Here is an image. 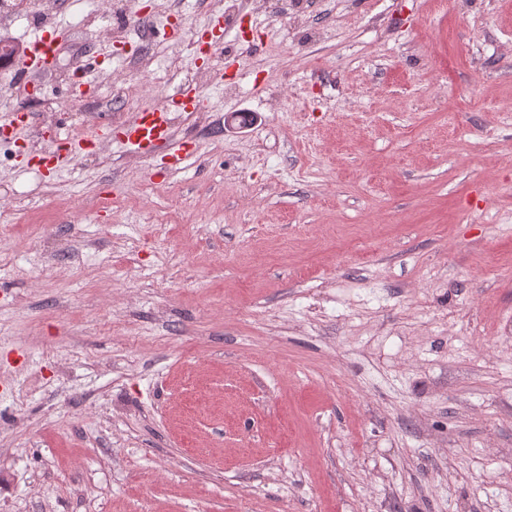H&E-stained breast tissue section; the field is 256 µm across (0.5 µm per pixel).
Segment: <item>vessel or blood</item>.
<instances>
[{
	"mask_svg": "<svg viewBox=\"0 0 512 512\" xmlns=\"http://www.w3.org/2000/svg\"><path fill=\"white\" fill-rule=\"evenodd\" d=\"M58 42L59 37L54 33L40 37L17 62V70L28 72L34 69H48L55 57ZM195 94V89L185 83L170 93L165 103L141 108L124 132L123 145L130 150L147 155L163 147L169 140V112H172L173 108L185 105ZM111 136V128L103 127L78 140L58 143L56 148L44 158L43 165L49 169L56 168L60 156L67 149H91L99 141Z\"/></svg>",
	"mask_w": 512,
	"mask_h": 512,
	"instance_id": "b4317fda",
	"label": "vessel or blood"
}]
</instances>
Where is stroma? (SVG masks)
I'll return each mask as SVG.
<instances>
[{
	"label": "stroma",
	"mask_w": 512,
	"mask_h": 512,
	"mask_svg": "<svg viewBox=\"0 0 512 512\" xmlns=\"http://www.w3.org/2000/svg\"><path fill=\"white\" fill-rule=\"evenodd\" d=\"M175 22L223 24V79L165 70ZM55 27L0 72V512H512V0H0L16 52ZM182 83L181 169L39 168L59 110L77 139ZM59 37L60 33L56 28L53 33H48L46 37L41 36L25 52L23 58L16 62V70L28 73L31 69H48L55 57Z\"/></svg>",
	"instance_id": "stroma-1"
}]
</instances>
